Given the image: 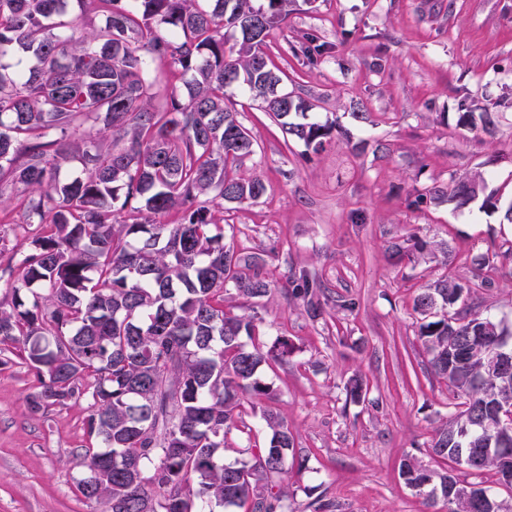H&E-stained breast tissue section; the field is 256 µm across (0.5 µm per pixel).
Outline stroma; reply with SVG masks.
Returning a JSON list of instances; mask_svg holds the SVG:
<instances>
[{
    "label": "stroma",
    "mask_w": 512,
    "mask_h": 512,
    "mask_svg": "<svg viewBox=\"0 0 512 512\" xmlns=\"http://www.w3.org/2000/svg\"><path fill=\"white\" fill-rule=\"evenodd\" d=\"M307 32L324 46L311 64L293 52ZM265 51L286 75L283 90L342 129L309 152L239 88L226 91L255 141L239 172L265 193L210 208L225 241L263 258L271 283L259 306L235 299L233 312L257 313L264 341L285 336L297 348L260 370L268 407L294 436L288 508L312 512L318 500L330 512H448L399 475L413 456L470 478L432 453L459 399L429 364L413 299L438 279L469 280L474 259L512 246V0H297ZM466 99L493 113V133L459 126ZM357 102L370 121L354 117ZM478 173L496 205L405 203ZM305 271L322 283L316 318L291 293ZM485 274L489 286L465 304L512 328V261ZM343 297L355 308H340ZM356 376L366 385L360 402L346 392ZM37 386L16 350L0 352V512H97L74 465L86 404L32 413Z\"/></svg>",
    "instance_id": "obj_1"
}]
</instances>
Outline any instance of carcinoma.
<instances>
[{
    "mask_svg": "<svg viewBox=\"0 0 512 512\" xmlns=\"http://www.w3.org/2000/svg\"><path fill=\"white\" fill-rule=\"evenodd\" d=\"M69 2L0 0V201H18L25 215L23 242L0 252L10 293L0 300V345L35 372L32 412L86 402L78 489L105 512H170L184 484L195 492L192 512H288L294 438L263 406L272 390L259 372L295 347L281 336L264 348L257 315L225 309L224 292L259 300L270 282L258 257L224 241L209 196L242 204L265 192L260 179L232 175L255 144L224 89L244 87L315 152L336 128L279 89L283 72L264 51L296 0H92L104 25L78 37L64 20ZM20 53L27 68L5 62ZM155 62L177 69L183 88L159 93ZM93 116L104 128L83 130ZM75 159L81 171L60 178ZM485 191L474 176L405 202L463 206ZM316 288L306 275L293 289L314 318ZM469 290L446 277L413 299L431 366L462 398L432 441L435 456L456 464L492 438L512 442V427L494 416L512 379L478 381L512 332L455 311ZM246 400L270 434L248 460L226 464ZM399 471L411 489L438 479L425 499L447 500L448 512H479L478 501L495 498L412 457ZM450 485L463 495L448 500Z\"/></svg>",
    "mask_w": 512,
    "mask_h": 512,
    "instance_id": "1",
    "label": "carcinoma"
}]
</instances>
